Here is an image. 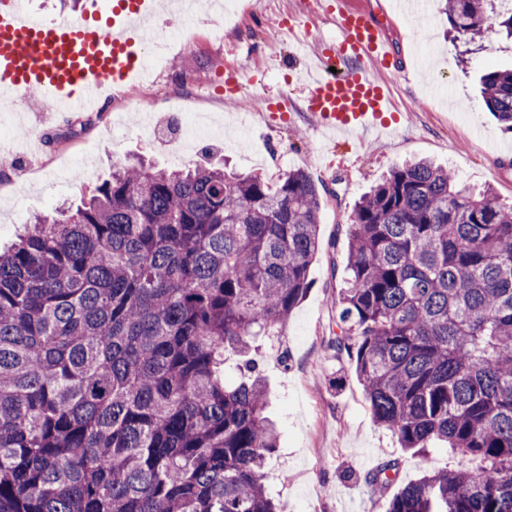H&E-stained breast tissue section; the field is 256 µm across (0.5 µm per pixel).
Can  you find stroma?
<instances>
[{"label": "stroma", "instance_id": "stroma-1", "mask_svg": "<svg viewBox=\"0 0 512 512\" xmlns=\"http://www.w3.org/2000/svg\"><path fill=\"white\" fill-rule=\"evenodd\" d=\"M47 20L100 21L111 0H79L76 10L59 0H31ZM297 0H235L236 26L215 31L210 16L166 27L167 36L184 41L158 67L151 82L140 85L147 98L140 109L123 101L109 107L112 129L86 127L80 113L27 120L0 112L11 125L12 154L0 157V248L37 213L79 201L112 171L113 163L143 156L160 168L175 166L171 143L145 133V119L172 115L171 101L202 103L225 129L245 119V144L229 146L221 133L202 141L191 164L227 165L269 179L305 170L322 196L319 251L310 269L306 296L275 340L259 338L256 360L267 379L268 415L279 431V449L269 459L268 486L277 504L302 512H383L394 494L369 482L381 464L398 461L397 481L405 483L438 469L473 467L471 457L442 444L416 454L401 448L387 429L375 424L353 368L336 359L333 336L336 290L346 264V236L353 209L392 167L414 157L448 166L460 182L491 186L502 202L512 203V134L503 132L483 105L479 77L490 67H512V41L486 34L472 47L448 38V21L438 10L428 14V29L413 30L401 0H347L370 4L385 19L391 44L406 64L388 74L398 108V130L389 140L356 137L328 142L313 127L306 110L308 84L280 63L289 39L279 20ZM235 69L242 85L237 101L224 96V71ZM288 98L292 118L267 128L261 110L267 100ZM81 157L68 174L56 166Z\"/></svg>", "mask_w": 512, "mask_h": 512}]
</instances>
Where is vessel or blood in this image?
<instances>
[{
  "instance_id": "b4317fda",
  "label": "vessel or blood",
  "mask_w": 512,
  "mask_h": 512,
  "mask_svg": "<svg viewBox=\"0 0 512 512\" xmlns=\"http://www.w3.org/2000/svg\"><path fill=\"white\" fill-rule=\"evenodd\" d=\"M155 0H117L105 26L35 16L31 0H12L0 13V99L27 111L38 91L47 115L87 110L106 89L142 68L143 39L136 25L153 14ZM336 40L317 39L318 74L306 108L317 128L366 131L385 125L390 99L381 74L399 70L383 19L372 11L340 8ZM342 73H333V66Z\"/></svg>"
}]
</instances>
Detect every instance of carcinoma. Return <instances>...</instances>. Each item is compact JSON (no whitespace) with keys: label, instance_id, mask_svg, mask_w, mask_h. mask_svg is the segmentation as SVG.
Instances as JSON below:
<instances>
[{"label":"carcinoma","instance_id":"carcinoma-1","mask_svg":"<svg viewBox=\"0 0 512 512\" xmlns=\"http://www.w3.org/2000/svg\"><path fill=\"white\" fill-rule=\"evenodd\" d=\"M440 0L466 45L512 8ZM512 133V68L481 76ZM321 194L221 168L117 163L0 251V512H277L279 431L254 343L306 295ZM336 336L404 449L478 461L404 484L385 512H512V206L419 160L354 209ZM241 381H224L227 352Z\"/></svg>","mask_w":512,"mask_h":512}]
</instances>
